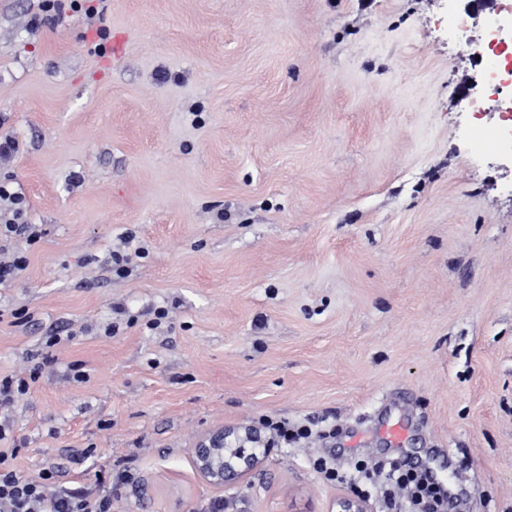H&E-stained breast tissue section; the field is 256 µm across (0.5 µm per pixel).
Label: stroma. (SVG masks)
<instances>
[{
  "label": "stroma",
  "mask_w": 512,
  "mask_h": 512,
  "mask_svg": "<svg viewBox=\"0 0 512 512\" xmlns=\"http://www.w3.org/2000/svg\"><path fill=\"white\" fill-rule=\"evenodd\" d=\"M463 11L0 0V138L21 144L0 178L46 231L0 285L31 316L0 323V374L42 366L5 412L20 469L89 489L130 471L112 512H334L351 488L315 459L431 450L458 512H512V161L469 139L499 110L461 95ZM57 326L72 339L45 347ZM266 416L312 434L234 485L197 472L198 440ZM39 2V10L43 13L55 11L58 14H62L65 10V2H70L69 8L72 11H84V14L88 17L97 13L95 2H98V0H39Z\"/></svg>",
  "instance_id": "1"
}]
</instances>
